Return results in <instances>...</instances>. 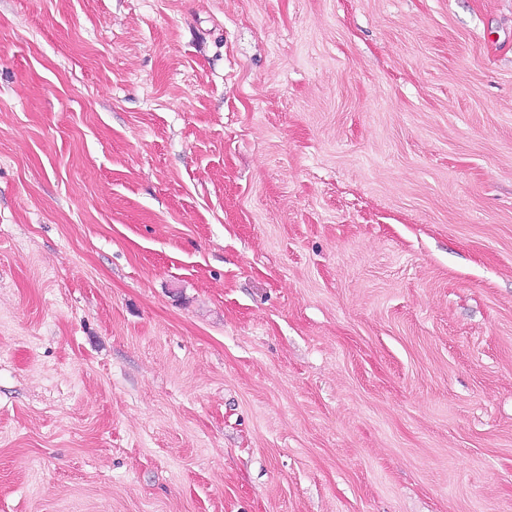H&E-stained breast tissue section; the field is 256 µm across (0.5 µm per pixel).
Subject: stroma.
<instances>
[{"label": "stroma", "instance_id": "1", "mask_svg": "<svg viewBox=\"0 0 512 512\" xmlns=\"http://www.w3.org/2000/svg\"><path fill=\"white\" fill-rule=\"evenodd\" d=\"M0 512H512V0H0Z\"/></svg>", "mask_w": 512, "mask_h": 512}]
</instances>
